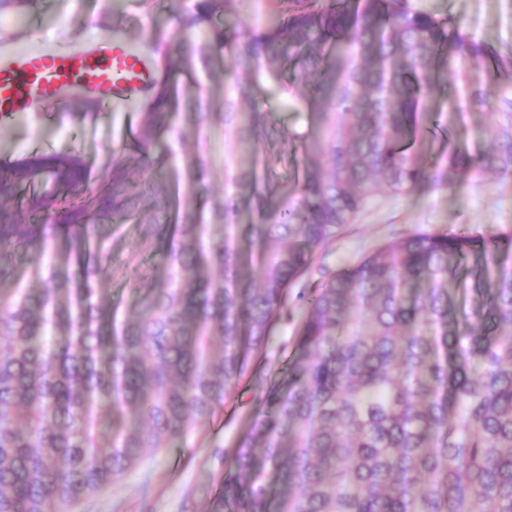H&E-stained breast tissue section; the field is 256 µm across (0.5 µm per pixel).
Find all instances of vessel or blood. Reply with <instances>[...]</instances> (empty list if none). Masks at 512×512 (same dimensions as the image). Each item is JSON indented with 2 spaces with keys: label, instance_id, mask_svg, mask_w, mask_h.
Listing matches in <instances>:
<instances>
[{
  "label": "vessel or blood",
  "instance_id": "vessel-or-blood-1",
  "mask_svg": "<svg viewBox=\"0 0 512 512\" xmlns=\"http://www.w3.org/2000/svg\"><path fill=\"white\" fill-rule=\"evenodd\" d=\"M154 77L147 56L110 37L85 48H30L0 55V120L28 116L39 104H60L78 87L109 107L136 100Z\"/></svg>",
  "mask_w": 512,
  "mask_h": 512
}]
</instances>
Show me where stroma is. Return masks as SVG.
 Wrapping results in <instances>:
<instances>
[{"label":"stroma","instance_id":"stroma-1","mask_svg":"<svg viewBox=\"0 0 512 512\" xmlns=\"http://www.w3.org/2000/svg\"><path fill=\"white\" fill-rule=\"evenodd\" d=\"M183 5L184 0H162L138 13L131 0H125L124 11L134 15L128 37L137 40L156 30L175 33ZM412 5L439 17L465 20L488 45L512 43V0H412ZM112 20L110 0H42L39 11L25 17L11 11L0 15V53L32 42L58 47L90 43L111 35ZM250 106L269 116L273 136L265 152L267 183L274 192H284L293 184L301 148L315 137L316 127L307 110L289 107L271 92L257 94ZM136 120L131 110L89 111L80 103L47 113L39 109L24 122L0 124V141L12 144L0 157L14 160L36 150L72 146L100 173L123 154ZM149 221L161 224L165 218L151 212ZM146 222L116 225L107 244L102 297L123 310L135 309L141 288L166 275L161 254L143 240ZM420 232L512 235V177H444L408 193L376 197L316 256L304 279L289 288L264 359L209 423L190 428L171 447L147 457L119 483L83 499L69 512H210L236 443L260 409L264 379L277 378L294 352L308 282L328 279L381 242Z\"/></svg>","mask_w":512,"mask_h":512}]
</instances>
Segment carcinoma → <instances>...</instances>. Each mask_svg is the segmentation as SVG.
I'll return each instance as SVG.
<instances>
[{"mask_svg":"<svg viewBox=\"0 0 512 512\" xmlns=\"http://www.w3.org/2000/svg\"><path fill=\"white\" fill-rule=\"evenodd\" d=\"M41 0H0V13ZM247 0H191L177 35L136 42L155 64L129 154L98 175L74 150L0 160V512L54 510L123 478L206 423L265 350L288 288L381 194L429 176L512 175V44L489 47L411 0H256L272 24L230 23ZM222 73V112H177V72ZM316 119L298 178L267 195L268 114L239 107L265 85ZM444 107L430 111V101ZM496 116L475 149L455 128ZM224 127V195L208 188L210 121ZM183 186L143 192L133 167L165 135ZM151 224L165 283L133 313L94 283L112 222ZM249 214L251 222H239ZM77 257L80 269L58 260ZM30 282L8 280L14 266ZM239 438L213 512H512V237L419 233L380 244L306 291L296 350Z\"/></svg>","mask_w":512,"mask_h":512,"instance_id":"carcinoma-1","label":"carcinoma"}]
</instances>
